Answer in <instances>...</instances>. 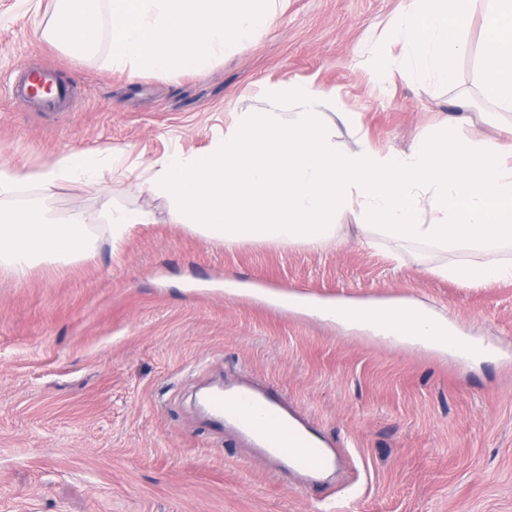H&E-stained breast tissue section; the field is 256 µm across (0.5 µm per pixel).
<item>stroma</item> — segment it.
I'll use <instances>...</instances> for the list:
<instances>
[{"label":"stroma","mask_w":512,"mask_h":512,"mask_svg":"<svg viewBox=\"0 0 512 512\" xmlns=\"http://www.w3.org/2000/svg\"><path fill=\"white\" fill-rule=\"evenodd\" d=\"M403 0H288L268 30L200 72L113 69L106 0L92 47L44 37L60 0H0V165L40 170L65 149H124L145 170L206 148L235 113L261 110L264 85L310 82L338 92L368 143L404 149L457 117L464 135L495 137L512 113L481 90L487 0L465 23L456 79L360 63ZM51 64L72 92L66 112L16 101L20 69ZM155 221L112 244L104 192ZM59 219L82 212L92 255L41 262L24 281L0 269V512H512V283L473 287L432 275L465 251L357 243V214L338 217L340 245L234 248L179 224L140 179L64 180L51 195L22 187ZM327 303L418 300L482 346L457 357L388 343L277 296ZM250 377L286 396L349 457L326 483L277 479L195 403L199 391Z\"/></svg>","instance_id":"35a3bbf8"}]
</instances>
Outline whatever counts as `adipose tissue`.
<instances>
[{"label": "adipose tissue", "instance_id": "obj_1", "mask_svg": "<svg viewBox=\"0 0 512 512\" xmlns=\"http://www.w3.org/2000/svg\"><path fill=\"white\" fill-rule=\"evenodd\" d=\"M474 0H406L384 36V46L365 69L380 79L396 69L409 77L428 71L441 83L455 80L453 63L466 50L464 24ZM66 38L76 45L92 43L96 29L90 0H61ZM481 79L498 107L512 112V0H491L485 17ZM124 152L116 148L65 150L40 171L0 166V269L24 278L42 258L63 259L89 253L93 240L82 213L68 222L53 217L42 204L33 202L20 209L4 208L21 186L38 185L52 193L62 180L96 181L103 169L127 176ZM334 317L353 329L369 324L380 338L392 343L418 342L444 352L448 349V320L433 314L418 301H369L355 305L338 302Z\"/></svg>", "mask_w": 512, "mask_h": 512}]
</instances>
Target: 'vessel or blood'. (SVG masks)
Wrapping results in <instances>:
<instances>
[{"instance_id":"obj_1","label":"vessel or blood","mask_w":512,"mask_h":512,"mask_svg":"<svg viewBox=\"0 0 512 512\" xmlns=\"http://www.w3.org/2000/svg\"><path fill=\"white\" fill-rule=\"evenodd\" d=\"M52 80L48 71L23 72L14 94L35 107L56 109L66 97L64 88L41 94L43 84ZM204 408L224 423V430L255 448L276 464L280 478L302 474L316 478L336 469L340 458L311 424L289 412L287 405L254 380L225 386L208 395Z\"/></svg>"}]
</instances>
